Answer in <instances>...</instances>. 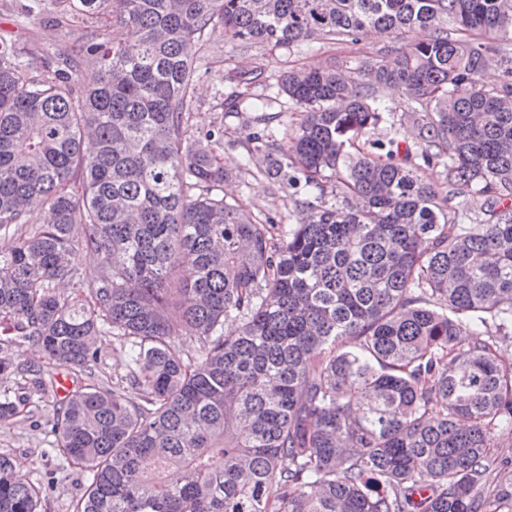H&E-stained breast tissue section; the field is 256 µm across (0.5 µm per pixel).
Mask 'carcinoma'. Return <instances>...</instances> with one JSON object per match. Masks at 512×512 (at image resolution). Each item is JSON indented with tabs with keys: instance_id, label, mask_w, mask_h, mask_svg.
Returning a JSON list of instances; mask_svg holds the SVG:
<instances>
[{
	"instance_id": "cac0c4a2",
	"label": "carcinoma",
	"mask_w": 512,
	"mask_h": 512,
	"mask_svg": "<svg viewBox=\"0 0 512 512\" xmlns=\"http://www.w3.org/2000/svg\"><path fill=\"white\" fill-rule=\"evenodd\" d=\"M47 13L79 32L69 53L0 37V332L89 378L44 423L89 472L74 512L512 509L491 457L512 428V0H18L21 22ZM370 29L404 43L282 72L297 125L250 103L236 168L293 189L300 221L224 199V131H188L210 36L289 51ZM261 78L226 71L228 112ZM380 86L412 142L372 138L395 125ZM32 371L0 357V380ZM28 400L0 391V425ZM49 491L0 454V512ZM100 363L95 368L99 379H106L112 386V376L122 375L126 371L125 354L119 345L112 340V336H103L98 342Z\"/></svg>"
}]
</instances>
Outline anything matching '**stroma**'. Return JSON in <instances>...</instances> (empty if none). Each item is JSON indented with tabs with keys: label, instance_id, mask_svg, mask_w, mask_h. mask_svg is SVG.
Here are the masks:
<instances>
[{
	"label": "stroma",
	"instance_id": "obj_1",
	"mask_svg": "<svg viewBox=\"0 0 512 512\" xmlns=\"http://www.w3.org/2000/svg\"><path fill=\"white\" fill-rule=\"evenodd\" d=\"M14 6L15 0H0V36L36 50L51 53L67 50L70 40L63 36L52 16L20 23L16 20ZM400 45V39L394 35L370 33L356 43L320 40L304 43L289 53L262 47L243 52L235 44L226 42L222 35H213L200 63L197 105L189 116V129L199 134L223 128L224 163L234 166L244 155L243 145L254 127L249 113H241L236 118L224 114L221 102L225 91L223 74L227 67L236 65L261 71L265 81L257 85L254 92L273 96L278 91L277 79L285 69L321 67L333 61L352 63L374 55L382 48ZM224 192L239 199L257 218L270 215L281 218L286 224L296 221L287 192L265 177L246 173L233 175L225 182ZM63 402V395L57 392L48 395L32 393L29 401L20 405L14 422L0 427V453L10 456L21 475L32 482H52L47 512H72L73 504L87 484L85 468L66 461L53 451L40 429L41 423L52 417Z\"/></svg>",
	"mask_w": 512,
	"mask_h": 512
}]
</instances>
